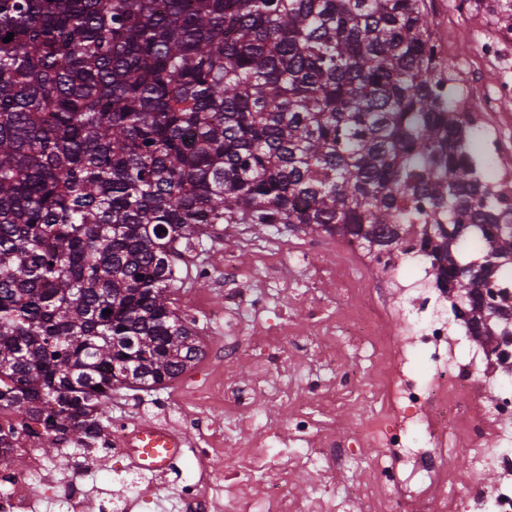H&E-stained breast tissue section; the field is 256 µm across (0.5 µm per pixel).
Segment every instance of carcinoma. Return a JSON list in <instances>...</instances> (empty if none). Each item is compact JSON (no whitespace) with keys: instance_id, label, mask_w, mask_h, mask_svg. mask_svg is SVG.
Masks as SVG:
<instances>
[{"instance_id":"1","label":"carcinoma","mask_w":512,"mask_h":512,"mask_svg":"<svg viewBox=\"0 0 512 512\" xmlns=\"http://www.w3.org/2000/svg\"><path fill=\"white\" fill-rule=\"evenodd\" d=\"M443 88L426 0H0V413L82 446L199 361L176 263L221 224H421L453 296L512 277ZM454 310L482 347L512 320Z\"/></svg>"}]
</instances>
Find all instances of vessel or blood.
Here are the masks:
<instances>
[{
  "mask_svg": "<svg viewBox=\"0 0 512 512\" xmlns=\"http://www.w3.org/2000/svg\"><path fill=\"white\" fill-rule=\"evenodd\" d=\"M128 439L141 442V451L134 454L132 460L137 467L149 471L166 470L181 455L187 442L185 434L151 421L135 424Z\"/></svg>",
  "mask_w": 512,
  "mask_h": 512,
  "instance_id": "vessel-or-blood-1",
  "label": "vessel or blood"
}]
</instances>
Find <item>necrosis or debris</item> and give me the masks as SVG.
<instances>
[{
  "label": "necrosis or debris",
  "instance_id": "4bbe7bcc",
  "mask_svg": "<svg viewBox=\"0 0 512 512\" xmlns=\"http://www.w3.org/2000/svg\"><path fill=\"white\" fill-rule=\"evenodd\" d=\"M478 57L487 65L512 68V30L497 27L478 39ZM428 248L420 228L404 235L399 250L362 254L357 244L348 243L336 261H318L312 239L281 240L253 252L252 275L276 277L284 256L313 264L321 277L342 285L347 297L361 298L363 307L348 316L356 353L368 360L375 383L362 387L359 374L343 365L335 351L323 353L322 366L341 370V388L320 384L311 395L293 402L289 429L294 438L312 436L314 404H335L337 394L360 399L364 413L352 422L370 447L376 448V482L370 492L356 501L357 512H512V336L497 337L494 348L464 350L467 325L455 317L446 289L440 288L428 261ZM412 266L415 281H398L404 266ZM403 323L393 328V313ZM336 328L315 321L312 329L299 330L280 323L262 330L260 352L250 363L240 359V322H224V369L204 385L186 390L177 383L169 388L179 399L203 405L211 413L206 447L195 449L199 477L179 487V512H211L212 491L223 490L224 512H324L323 499L310 504L288 493V467L281 455L269 453L265 441L232 440L228 424L241 419L257 421L259 404L274 398L266 374L278 365L280 350L289 340L312 343L329 340ZM39 424L19 434L13 451L30 457L26 471L0 470V512H33L40 497L51 492L54 468L35 455ZM415 430L424 431L420 447L407 445ZM129 419L112 417L99 434L91 455L118 459L131 457L126 436ZM493 445H484L486 436ZM236 442L243 463L229 475L212 471L211 458L229 442ZM473 450V468H492L498 473L494 485L479 482L460 486L450 464L460 443ZM356 438L322 439L315 455L322 466L319 484L330 488L335 471L354 462Z\"/></svg>",
  "mask_w": 512,
  "mask_h": 512
}]
</instances>
